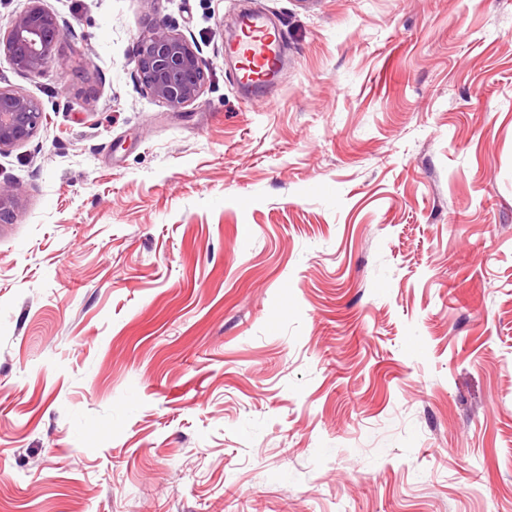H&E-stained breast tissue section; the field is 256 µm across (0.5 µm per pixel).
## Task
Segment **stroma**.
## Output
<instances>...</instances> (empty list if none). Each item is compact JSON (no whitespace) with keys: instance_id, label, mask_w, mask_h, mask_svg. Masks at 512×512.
Returning <instances> with one entry per match:
<instances>
[{"instance_id":"stroma-1","label":"stroma","mask_w":512,"mask_h":512,"mask_svg":"<svg viewBox=\"0 0 512 512\" xmlns=\"http://www.w3.org/2000/svg\"><path fill=\"white\" fill-rule=\"evenodd\" d=\"M42 5V72L0 51L43 111L0 151V512H512V0ZM241 35L228 44V56L235 62L238 85L247 96L271 103L266 89L273 85L284 65L283 37L278 27L260 14L239 18ZM135 73L151 97L178 109L196 100L207 83L199 50L165 26L144 34L134 51Z\"/></svg>"}]
</instances>
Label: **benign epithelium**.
<instances>
[{"label": "benign epithelium", "mask_w": 512, "mask_h": 512, "mask_svg": "<svg viewBox=\"0 0 512 512\" xmlns=\"http://www.w3.org/2000/svg\"><path fill=\"white\" fill-rule=\"evenodd\" d=\"M29 2L6 30H0V47L16 70L32 76L39 74L63 39L65 27L41 6V0ZM134 62L137 79L147 93L175 109L196 100L207 83L197 46L165 26L152 28L137 41ZM42 117V109L34 99L0 87V150L28 142Z\"/></svg>", "instance_id": "1"}]
</instances>
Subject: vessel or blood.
Listing matches in <instances>:
<instances>
[{
  "mask_svg": "<svg viewBox=\"0 0 512 512\" xmlns=\"http://www.w3.org/2000/svg\"><path fill=\"white\" fill-rule=\"evenodd\" d=\"M238 27L240 35L229 44L228 56L235 63L241 90L260 100L284 65L283 37L278 27L255 13L240 17Z\"/></svg>",
  "mask_w": 512,
  "mask_h": 512,
  "instance_id": "vessel-or-blood-1",
  "label": "vessel or blood"
}]
</instances>
